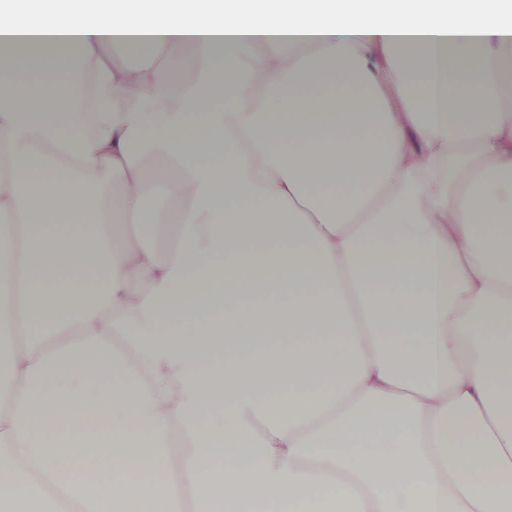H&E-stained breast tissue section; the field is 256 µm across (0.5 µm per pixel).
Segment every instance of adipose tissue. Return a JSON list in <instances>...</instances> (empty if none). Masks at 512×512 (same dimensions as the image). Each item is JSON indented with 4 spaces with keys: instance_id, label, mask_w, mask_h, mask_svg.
<instances>
[{
    "instance_id": "adipose-tissue-1",
    "label": "adipose tissue",
    "mask_w": 512,
    "mask_h": 512,
    "mask_svg": "<svg viewBox=\"0 0 512 512\" xmlns=\"http://www.w3.org/2000/svg\"><path fill=\"white\" fill-rule=\"evenodd\" d=\"M67 2L0 11V512H512L503 0Z\"/></svg>"
}]
</instances>
